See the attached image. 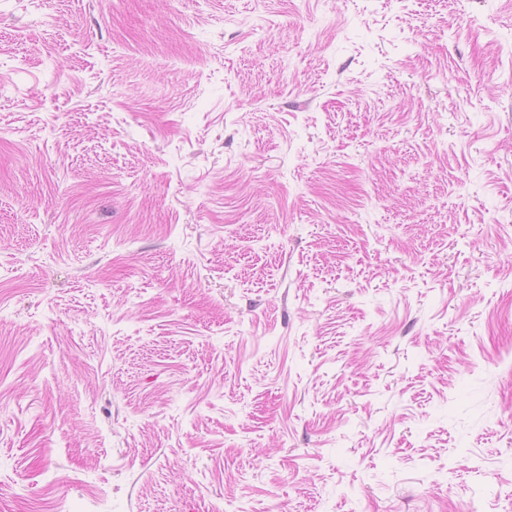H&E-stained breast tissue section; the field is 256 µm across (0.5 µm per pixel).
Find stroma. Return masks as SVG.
Returning a JSON list of instances; mask_svg holds the SVG:
<instances>
[{
    "instance_id": "obj_1",
    "label": "stroma",
    "mask_w": 512,
    "mask_h": 512,
    "mask_svg": "<svg viewBox=\"0 0 512 512\" xmlns=\"http://www.w3.org/2000/svg\"><path fill=\"white\" fill-rule=\"evenodd\" d=\"M512 512V0H0V512Z\"/></svg>"
}]
</instances>
